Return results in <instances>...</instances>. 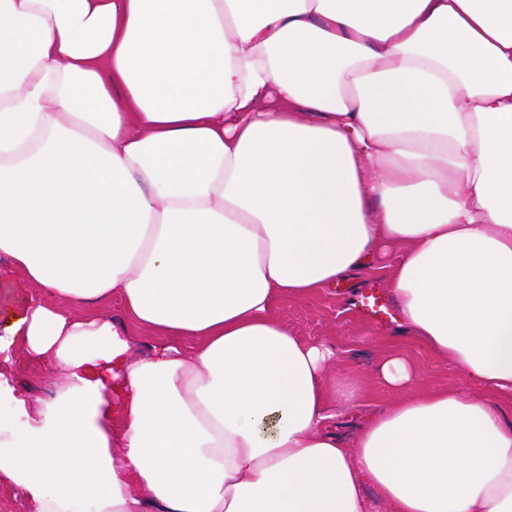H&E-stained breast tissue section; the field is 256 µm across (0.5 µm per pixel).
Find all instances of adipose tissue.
I'll return each mask as SVG.
<instances>
[{"instance_id": "ef3b65f1", "label": "adipose tissue", "mask_w": 512, "mask_h": 512, "mask_svg": "<svg viewBox=\"0 0 512 512\" xmlns=\"http://www.w3.org/2000/svg\"><path fill=\"white\" fill-rule=\"evenodd\" d=\"M1 256L65 382L0 443L34 512H512V0H0ZM377 257L480 395L348 443L272 306Z\"/></svg>"}]
</instances>
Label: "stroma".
<instances>
[{"label": "stroma", "mask_w": 512, "mask_h": 512, "mask_svg": "<svg viewBox=\"0 0 512 512\" xmlns=\"http://www.w3.org/2000/svg\"><path fill=\"white\" fill-rule=\"evenodd\" d=\"M390 275V268L377 260L335 286L306 297H285L274 305L275 314L302 340L321 342L336 349L338 369L344 372L348 384L368 389V406L344 413L332 424L336 435L346 441L360 432L374 409L398 395L436 388H448L468 396L477 393L467 375L448 358L433 353L417 338L396 335L400 313L391 295ZM369 288L382 292L387 311L383 322L371 321L355 303L356 297ZM34 291L21 272L0 257V346L7 348L11 356L10 363L0 366V372L9 378L16 398L38 397L49 401L62 386V379L45 373L26 354L19 337L11 336L8 331L22 314L26 298ZM393 356L405 358L415 371L412 385L400 392L386 387L380 379L383 363Z\"/></svg>", "instance_id": "1"}]
</instances>
